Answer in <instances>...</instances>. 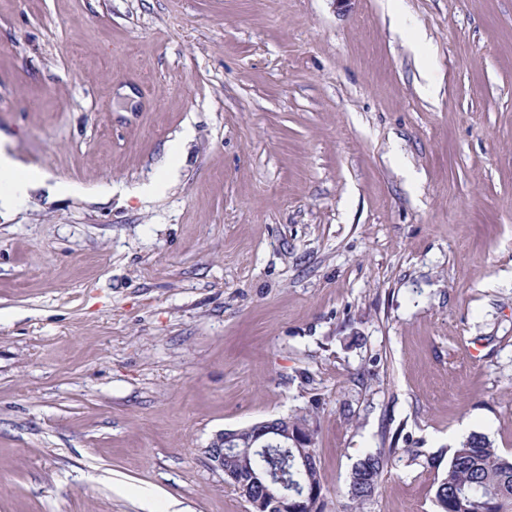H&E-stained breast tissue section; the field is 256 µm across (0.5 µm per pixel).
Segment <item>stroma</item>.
<instances>
[{
	"mask_svg": "<svg viewBox=\"0 0 512 512\" xmlns=\"http://www.w3.org/2000/svg\"><path fill=\"white\" fill-rule=\"evenodd\" d=\"M0 149V512H247L289 415L323 512L512 455V0H0ZM47 178V173L20 167L0 152V181L5 184V189L0 192V207H12L27 197L29 190L37 182ZM288 419L306 422L304 418L296 415L294 417H280L261 421L245 429L221 430L215 434L205 453L211 466L222 471L227 480H231L230 476H234L238 481L246 480L247 473L241 470L239 459L234 456H227L224 459V454L234 453L241 436L250 434L249 444H256L255 452L253 453L251 448L250 450L248 448L241 449L251 455L252 465L258 469L255 471L250 470V480L246 485L262 484L267 487V492L273 496L274 505L278 509L276 512H301L305 506L304 501H311L316 497V490L310 489L305 496L299 498L301 501H291L288 503V496H295L299 493V490L304 491L307 488L315 487L322 494V499L324 487L317 464V453L313 436L310 434V448V435L307 431L302 426H299L298 429L289 426ZM273 443H277L278 447L286 448L287 451L290 448L288 459L277 450L269 451L268 453H256L257 451L265 452L268 449L267 447ZM249 444L247 442L242 443L244 447H248ZM301 452L306 453V457L309 459V466L307 468H302L295 464V460ZM260 469L281 470L286 479V486L281 488V491L286 494L276 495L274 491H279L280 487L271 474ZM321 499L316 506L315 512H321L319 508ZM382 454H369L352 469L347 487V497L352 505L369 500L379 488L385 468Z\"/></svg>",
	"mask_w": 512,
	"mask_h": 512,
	"instance_id": "35a3bbf8",
	"label": "stroma"
}]
</instances>
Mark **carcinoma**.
I'll list each match as a JSON object with an SVG mask.
<instances>
[{"mask_svg": "<svg viewBox=\"0 0 512 512\" xmlns=\"http://www.w3.org/2000/svg\"><path fill=\"white\" fill-rule=\"evenodd\" d=\"M252 465L283 471L282 492L294 496L315 487L323 491L316 448H292L289 457L277 450L252 453ZM385 468L382 454H368L352 469L347 487L351 504L361 505L379 488ZM438 512H512V458L493 447L483 434H472L455 448L445 476L437 483Z\"/></svg>", "mask_w": 512, "mask_h": 512, "instance_id": "carcinoma-1", "label": "carcinoma"}]
</instances>
